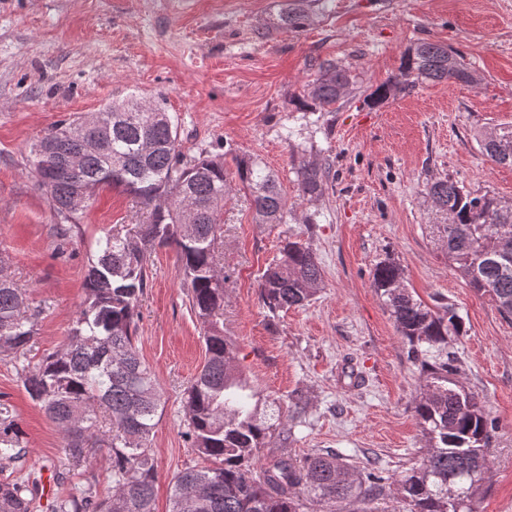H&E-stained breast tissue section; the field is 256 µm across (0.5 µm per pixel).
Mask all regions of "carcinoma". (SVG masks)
Segmentation results:
<instances>
[{
  "mask_svg": "<svg viewBox=\"0 0 512 512\" xmlns=\"http://www.w3.org/2000/svg\"><path fill=\"white\" fill-rule=\"evenodd\" d=\"M313 0H295L278 13L280 28H301ZM316 78L307 97L333 108L352 84L349 68L330 60L312 64ZM471 82V72L448 47L421 42L402 58L399 72L376 87L373 105L416 82ZM475 138L480 153L512 166V124ZM241 189L251 198L257 224H285L287 200L278 176L251 154L233 158ZM27 164L35 185L51 202L56 232L81 233L83 210L62 209L65 201H90L103 189H119L150 209L137 225V241L108 231L95 238L85 266V298L63 348L26 364L37 317L26 291L5 270L0 252V356L20 365L22 385L63 433L68 459L85 460L92 442L110 448L112 485L99 490L90 472L85 483L57 497L49 512H154L157 478L151 440L164 404L153 372L136 346L140 301L149 285L148 255L155 247L176 249L191 309L205 327L206 361L185 390V434L207 465L174 476L170 512H341L342 504L368 503L385 491L381 472L362 473L334 452L303 458L266 456L262 449L291 429L281 422L280 402L261 400L236 363L235 346L224 336V272L216 259L227 175L224 159L187 161L169 113L138 95L112 103L88 126L65 121L31 143ZM55 174L50 184L47 171ZM328 177L323 163L298 168L302 196H322ZM427 195L447 223L436 225L448 262L474 293L489 298L512 319V204L489 191H470L450 178L427 184ZM320 266L309 244L285 241L280 256L262 272L260 296L271 316L302 307L321 290ZM373 285L404 339L407 358L423 378L415 412L426 446L394 479L396 499L406 512H473L486 491L490 460L486 447L495 429L475 397L459 383L448 336L461 333L451 305L432 309L414 298L403 268L391 258L374 267ZM27 468L29 477L0 482V512H42L40 470L29 462L19 424L0 406V472Z\"/></svg>",
  "mask_w": 512,
  "mask_h": 512,
  "instance_id": "cac0c4a2",
  "label": "carcinoma"
}]
</instances>
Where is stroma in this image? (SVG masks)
<instances>
[{"label": "stroma", "instance_id": "1", "mask_svg": "<svg viewBox=\"0 0 512 512\" xmlns=\"http://www.w3.org/2000/svg\"><path fill=\"white\" fill-rule=\"evenodd\" d=\"M281 0H0V249L39 319L30 362L59 348L82 304L90 241L148 220L131 197L102 190L83 213V234L56 237L47 196L25 157L60 120L137 94L160 101L178 125L186 157L259 156L278 174L293 211L257 224L236 178L224 197L220 264L227 281L224 333L244 376L281 399L294 427L275 453L333 450L359 468L396 476L425 445L415 412L422 377L406 355L382 298L376 263L394 258L425 304L454 305L461 335L448 339L458 379L497 422L488 490L475 512H512V322L476 295L435 245L444 223L426 195L449 176L512 201V166L481 155L475 137L512 124V0H319L300 29H277ZM447 45L472 83L417 84L377 106L366 99L395 76L419 42ZM356 78L333 109L309 105L313 60ZM329 163L323 195L304 199L300 161ZM311 243L323 287L300 308L269 318L258 276L284 238ZM137 347L154 371L164 410L151 446L155 512H170L173 476L199 465L186 436L183 393L206 359L204 328L189 308L173 248L148 257ZM305 411L295 415V402ZM0 404L24 433L30 459L80 483L92 470L111 484L108 448L70 467L63 434L0 359Z\"/></svg>", "mask_w": 512, "mask_h": 512}]
</instances>
